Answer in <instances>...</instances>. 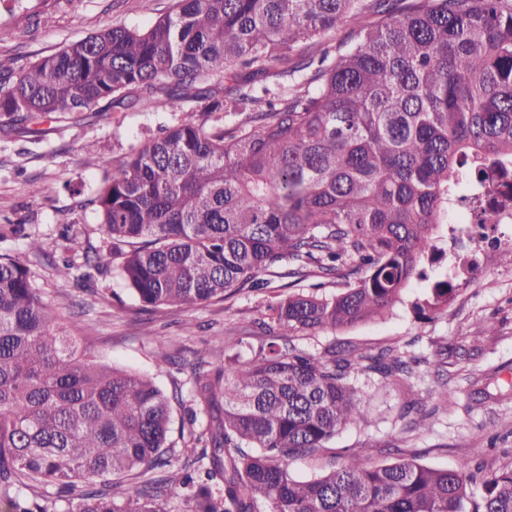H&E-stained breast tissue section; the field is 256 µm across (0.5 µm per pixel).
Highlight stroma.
<instances>
[{
	"label": "stroma",
	"mask_w": 512,
	"mask_h": 512,
	"mask_svg": "<svg viewBox=\"0 0 512 512\" xmlns=\"http://www.w3.org/2000/svg\"><path fill=\"white\" fill-rule=\"evenodd\" d=\"M172 0H0V74L17 77L37 58L55 53L102 29L143 28L169 11ZM165 102L149 112H85L32 117L19 129L0 114V252L25 253L30 236L49 245V257L31 269L53 307L69 317V335L81 351L118 367L154 375L166 392L189 393L197 353L227 355L233 364L252 360L260 342L257 324L268 304L295 290L339 292L336 283L312 273L302 279L272 278L268 289L241 292L185 310L165 305L145 312L113 271L78 286L63 275L64 263L82 266L86 251L104 242L91 204L103 185L106 164L183 120ZM40 185L34 195L31 185ZM425 284L411 280L381 318L348 329L300 333L295 347L311 355L331 348L374 353L393 348L418 359L414 371L390 380L357 370L350 386L368 395L361 418L346 427L317 458L290 460L294 474L309 479L349 452L365 465L406 459L434 468L492 470L512 463V262L497 255L494 268L457 288L447 309L417 318L412 304ZM494 333H486V324ZM417 403L423 426L402 419L405 404ZM182 407L172 410L168 437L177 463L194 461L199 450Z\"/></svg>",
	"instance_id": "obj_1"
}]
</instances>
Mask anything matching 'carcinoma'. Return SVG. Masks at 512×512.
<instances>
[{
    "mask_svg": "<svg viewBox=\"0 0 512 512\" xmlns=\"http://www.w3.org/2000/svg\"><path fill=\"white\" fill-rule=\"evenodd\" d=\"M397 2L175 0L143 29L109 27L0 79L16 124L193 105L105 178L91 203L112 244L85 255L78 280L114 268L145 310L265 288L260 275L283 263L344 280L334 296L269 306L254 362L193 370L188 412L206 417L196 479L168 455L177 396L80 352L24 259L0 254V495L12 512H55L24 494L49 486L72 495L65 512H166L187 488L193 512H512V466L479 481L351 453L300 480L288 464L361 416L352 370L394 379L412 360L304 355L284 338L383 317L412 277L428 279L460 185L488 170L512 178V0ZM341 23L353 35L331 62H291ZM273 61L285 76L313 72L272 98ZM224 74L227 93L208 84ZM449 284L436 278L416 316L447 308Z\"/></svg>",
    "mask_w": 512,
    "mask_h": 512,
    "instance_id": "carcinoma-1",
    "label": "carcinoma"
}]
</instances>
